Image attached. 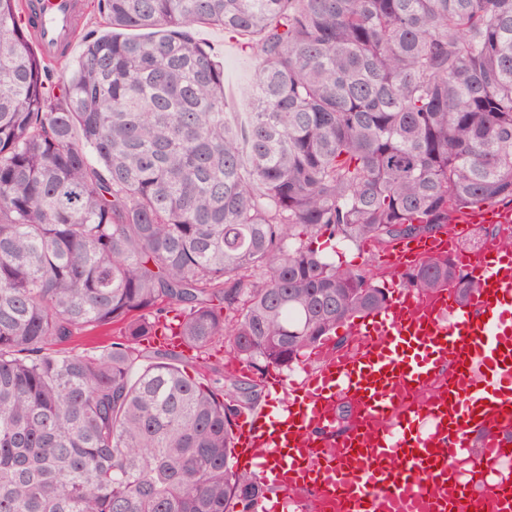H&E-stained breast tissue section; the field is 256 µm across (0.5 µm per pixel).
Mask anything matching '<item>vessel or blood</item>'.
I'll use <instances>...</instances> for the list:
<instances>
[{
  "mask_svg": "<svg viewBox=\"0 0 512 512\" xmlns=\"http://www.w3.org/2000/svg\"><path fill=\"white\" fill-rule=\"evenodd\" d=\"M39 16L49 57L70 46L83 0H25ZM488 207L454 214L435 236L381 256L390 272L454 253L469 224H507ZM477 289L429 295L395 290L382 310L355 321L356 346H324L299 383L271 372L274 405L240 411L237 462L274 487L258 512H512V249L490 241L466 255ZM425 401H416L421 390Z\"/></svg>",
  "mask_w": 512,
  "mask_h": 512,
  "instance_id": "b4317fda",
  "label": "vessel or blood"
}]
</instances>
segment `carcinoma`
Here are the masks:
<instances>
[{"label": "carcinoma", "mask_w": 512, "mask_h": 512, "mask_svg": "<svg viewBox=\"0 0 512 512\" xmlns=\"http://www.w3.org/2000/svg\"><path fill=\"white\" fill-rule=\"evenodd\" d=\"M23 2L0 0V512H255V384L139 367L143 343L174 323L289 368L391 298L336 246L512 203V0H92L113 31L57 88ZM202 25L256 59L244 124ZM399 282L476 288L449 257Z\"/></svg>", "instance_id": "obj_1"}]
</instances>
